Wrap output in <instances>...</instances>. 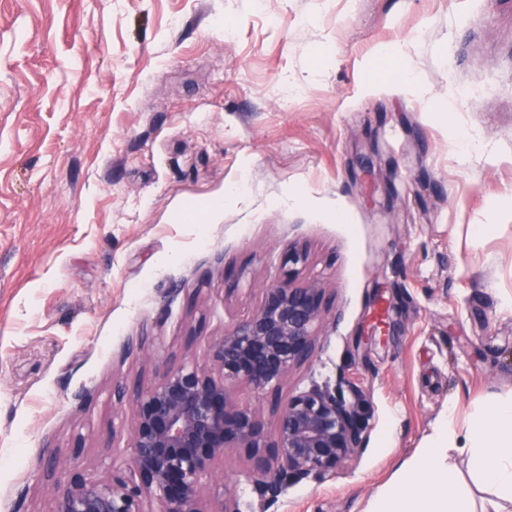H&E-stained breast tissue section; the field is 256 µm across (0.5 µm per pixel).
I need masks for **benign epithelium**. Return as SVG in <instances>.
<instances>
[{
	"mask_svg": "<svg viewBox=\"0 0 512 512\" xmlns=\"http://www.w3.org/2000/svg\"><path fill=\"white\" fill-rule=\"evenodd\" d=\"M306 254L288 247L283 279L262 292L258 309L208 344L201 361L163 360L155 330L129 339L124 356L153 366L155 379L128 403L126 465L101 480L52 478L51 512H209L205 488L224 458L245 452L248 482L275 501L292 479L348 470L364 442L359 406L326 385L282 398L280 389L315 353L324 289L297 283ZM245 382L270 397L273 436L229 387ZM158 510H151L152 505Z\"/></svg>",
	"mask_w": 512,
	"mask_h": 512,
	"instance_id": "obj_1",
	"label": "benign epithelium"
}]
</instances>
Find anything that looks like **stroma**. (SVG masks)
<instances>
[{
	"mask_svg": "<svg viewBox=\"0 0 512 512\" xmlns=\"http://www.w3.org/2000/svg\"><path fill=\"white\" fill-rule=\"evenodd\" d=\"M293 243L327 311L282 392L357 390L365 445L272 503L245 454L223 486L367 512L443 416L512 396V0H0V512H50L49 455L123 467L116 386L154 377L128 338L200 358Z\"/></svg>",
	"mask_w": 512,
	"mask_h": 512,
	"instance_id": "stroma-1",
	"label": "stroma"
}]
</instances>
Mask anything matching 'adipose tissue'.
Segmentation results:
<instances>
[{"label":"adipose tissue","instance_id":"1","mask_svg":"<svg viewBox=\"0 0 512 512\" xmlns=\"http://www.w3.org/2000/svg\"><path fill=\"white\" fill-rule=\"evenodd\" d=\"M452 447L466 454L472 477L488 495L485 506L449 472ZM368 512H512V398L472 419L462 436L442 420L423 451L379 489Z\"/></svg>","mask_w":512,"mask_h":512}]
</instances>
